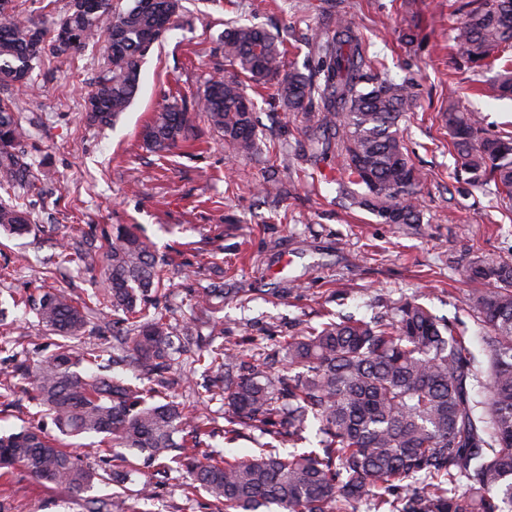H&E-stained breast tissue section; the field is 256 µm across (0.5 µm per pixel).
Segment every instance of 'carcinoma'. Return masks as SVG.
Instances as JSON below:
<instances>
[{"instance_id": "1", "label": "carcinoma", "mask_w": 512, "mask_h": 512, "mask_svg": "<svg viewBox=\"0 0 512 512\" xmlns=\"http://www.w3.org/2000/svg\"><path fill=\"white\" fill-rule=\"evenodd\" d=\"M0 13V86H33L35 62L68 59L100 40L107 62L85 103L86 120L114 124L140 88L142 65L162 35L183 15L182 0H86L69 3L58 22L79 37L64 49L52 31L7 0ZM324 26L310 41L312 64L283 69L284 41L255 25L224 30V59L259 93L274 89L273 110L301 122V163L289 186L336 184L347 209L366 210L382 224H418V192L425 173L410 160L399 122L419 105L410 76L392 79L379 70L370 44L347 11L324 0ZM451 39L473 72L490 73L480 91L512 97V63L496 67L512 51V0H455ZM201 118L229 144L234 156L259 150L255 107L244 84L217 71L188 105H164L141 131L147 148L168 154ZM448 149L476 190L512 201V134L492 131L479 113L459 103L448 84V108L440 113ZM30 138L18 106L0 98V189L33 186L52 178L36 168L25 149ZM336 159L324 170L322 161ZM259 193L276 203L283 194L275 171ZM0 229L32 231L30 213L0 201ZM57 264L74 257L100 259L101 288L90 303L65 289L45 291L34 304L39 324L62 338L41 358L28 383L18 370L0 380V405L22 392L48 415L60 437L38 425L0 434V469L20 466L40 481L75 495L93 489L97 471L64 448L61 437L97 435L108 444L112 478L137 472L143 458L179 464L183 492H205L218 512H512V259L478 256L466 268L477 284L465 298L481 334L486 369L455 323L434 315L415 297L393 303L378 319L336 320L283 337L272 348L261 340L242 348L217 316L224 282L198 284L183 335L171 331L159 308L165 273L152 243L133 224H114L105 249L75 231L55 239ZM306 285L288 279L271 289L274 299L304 297ZM108 309L112 363L104 350L81 345L90 311ZM199 326L208 340L193 362L223 373L206 388L207 402L224 411L222 434L234 443L253 434L254 448L238 457L214 450L211 418L190 409L166 381L174 356ZM140 372L129 379L110 365ZM487 390L476 399L475 388ZM125 452H120V449ZM95 449V453L105 451ZM88 512H151L120 492L90 500Z\"/></svg>"}]
</instances>
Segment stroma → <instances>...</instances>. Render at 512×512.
Wrapping results in <instances>:
<instances>
[{"instance_id":"35a3bbf8","label":"stroma","mask_w":512,"mask_h":512,"mask_svg":"<svg viewBox=\"0 0 512 512\" xmlns=\"http://www.w3.org/2000/svg\"><path fill=\"white\" fill-rule=\"evenodd\" d=\"M320 0H185L183 18L143 65L141 90L113 127L89 124L84 100L105 62V46L86 48L68 62L43 59L33 77L39 97L15 94L31 132L27 150L54 172L36 191L21 188L18 201L33 211L35 224L56 225L58 233L81 229L96 237L116 224H140L166 270L168 300L188 310L186 279L209 278L226 268L224 285L245 288L248 306L224 300V324H246L252 337L288 335L300 321L319 322L331 310L371 319L403 296H416L438 314L466 322L473 351H480L479 328L464 304L472 284L463 274L473 257L512 258V204L500 205L473 190L448 150V134L437 114L448 106V75L456 73L462 105L480 111L491 129L512 133V99L478 95L461 54L449 53L454 19L448 0H344L388 76H413L419 107L401 121L414 164L426 179L421 188L424 216L418 224H382L369 212H346L332 184L296 187L271 209L258 193L264 181L269 138L281 124L267 104L257 106V159L232 157L227 145L199 125L195 146L159 156L140 138L144 125L163 104L164 92L186 97L204 87L225 62L219 39L229 21L269 30H288V67L310 62L302 41L319 26ZM418 22L421 39L408 50L401 31ZM54 252L39 235L15 237L0 231V300L8 302L0 327V369L21 365L31 373L50 353L46 334L30 308L12 298L36 300L47 287L75 288L82 296L100 287V271L75 261L44 268ZM285 277L302 279L306 297L279 302L270 290ZM185 476L173 471L157 488L153 512H216L210 497L182 494ZM0 512H85L83 500L45 484L22 468L0 478Z\"/></svg>"}]
</instances>
